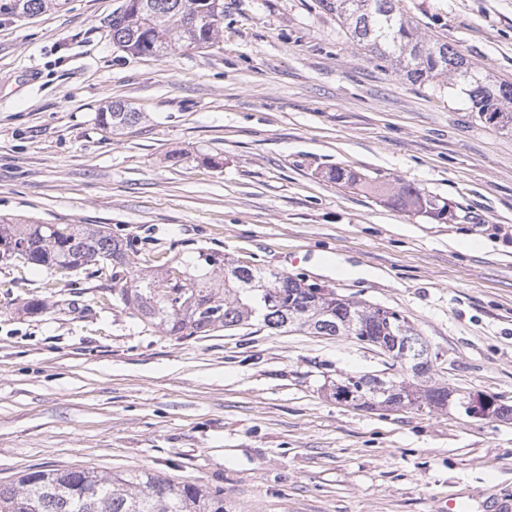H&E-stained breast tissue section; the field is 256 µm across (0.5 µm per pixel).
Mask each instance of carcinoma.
<instances>
[{
	"label": "carcinoma",
	"mask_w": 512,
	"mask_h": 512,
	"mask_svg": "<svg viewBox=\"0 0 512 512\" xmlns=\"http://www.w3.org/2000/svg\"><path fill=\"white\" fill-rule=\"evenodd\" d=\"M400 0H322L336 13L349 36L371 55L400 71L415 85L451 81L462 86L465 104L475 118L512 134V83H494L465 54L437 37L418 38L404 17ZM62 0H0V15H33ZM224 14V0H126L112 16V42L133 56H162L176 50L211 47L219 31L211 17ZM114 132L137 124L140 113L115 105L98 114ZM395 204L438 219L447 218L448 204H439L424 189L405 185ZM131 244L96 224H0V255L22 257L48 269L78 270L106 261L114 267L130 265ZM224 273V286L213 275ZM189 289L179 311L171 306L173 292ZM120 298L146 321L173 336H196L217 325L236 327L260 323L271 331L293 327L318 336L356 335L350 323H367L369 336H415L408 321L371 320L369 307L343 302L333 291L304 279L277 276L263 268L240 265L226 254L199 249L193 260L175 269L148 268L120 281ZM307 310L305 322L287 323L288 302ZM405 384L406 405L417 409L445 407L448 388L423 385L420 379L390 374L381 378L348 375L334 388L338 400L358 404L374 400L387 405L392 395L379 390ZM0 512H227L224 490L196 482H175L152 470L101 474L93 468L41 469L22 475L17 483L0 484Z\"/></svg>",
	"instance_id": "carcinoma-1"
}]
</instances>
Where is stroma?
<instances>
[{
	"instance_id": "1",
	"label": "stroma",
	"mask_w": 512,
	"mask_h": 512,
	"mask_svg": "<svg viewBox=\"0 0 512 512\" xmlns=\"http://www.w3.org/2000/svg\"><path fill=\"white\" fill-rule=\"evenodd\" d=\"M123 2L0 17V222L106 226L135 268L216 249L400 311L438 355L432 382L512 406V136L410 84L320 0H224L213 46L156 57L113 45ZM401 6L512 82V0ZM116 103L142 115L118 134L97 122ZM407 183L449 219L394 206ZM384 363L256 324L172 336L111 266L0 258V484L150 469L223 489L227 512H512V420L333 398Z\"/></svg>"
}]
</instances>
